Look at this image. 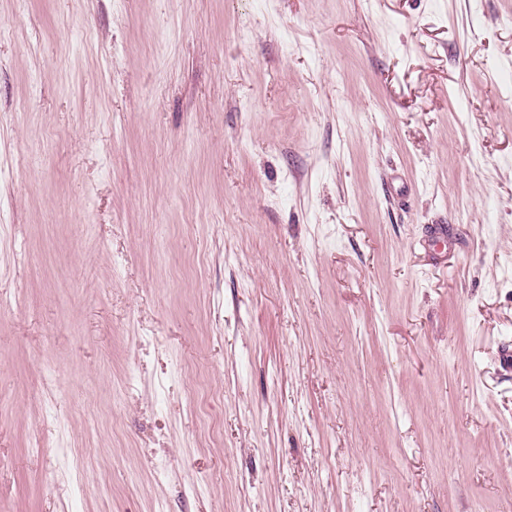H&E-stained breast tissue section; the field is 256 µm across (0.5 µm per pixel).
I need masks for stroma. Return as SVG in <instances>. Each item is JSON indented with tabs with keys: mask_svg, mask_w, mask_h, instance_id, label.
Here are the masks:
<instances>
[{
	"mask_svg": "<svg viewBox=\"0 0 512 512\" xmlns=\"http://www.w3.org/2000/svg\"><path fill=\"white\" fill-rule=\"evenodd\" d=\"M0 512H512V0H0Z\"/></svg>",
	"mask_w": 512,
	"mask_h": 512,
	"instance_id": "1",
	"label": "stroma"
}]
</instances>
